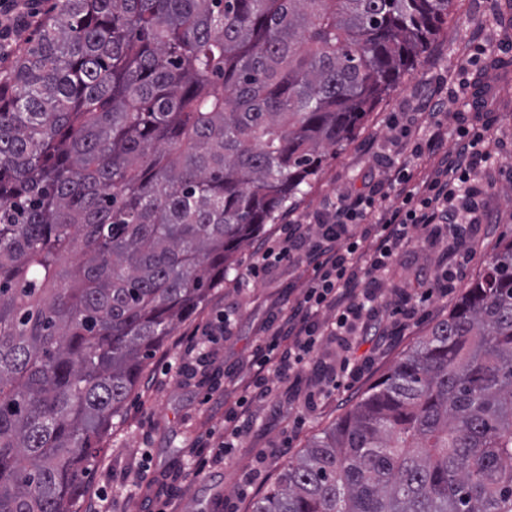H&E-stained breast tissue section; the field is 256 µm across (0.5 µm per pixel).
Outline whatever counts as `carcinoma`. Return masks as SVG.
<instances>
[{
	"mask_svg": "<svg viewBox=\"0 0 512 512\" xmlns=\"http://www.w3.org/2000/svg\"><path fill=\"white\" fill-rule=\"evenodd\" d=\"M451 9L55 0L0 81V512H78L147 361ZM251 512H512V238Z\"/></svg>",
	"mask_w": 512,
	"mask_h": 512,
	"instance_id": "carcinoma-1",
	"label": "carcinoma"
}]
</instances>
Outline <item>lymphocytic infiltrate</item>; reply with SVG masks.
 Returning <instances> with one entry per match:
<instances>
[{"instance_id":"obj_1","label":"lymphocytic infiltrate","mask_w":512,"mask_h":512,"mask_svg":"<svg viewBox=\"0 0 512 512\" xmlns=\"http://www.w3.org/2000/svg\"><path fill=\"white\" fill-rule=\"evenodd\" d=\"M487 132V125L474 124L465 113H457L455 158L439 166L421 190L413 186L414 174L408 166L396 168L394 181L401 202L376 227L365 224L379 193L373 185L318 213L311 230H303L297 223L285 224L278 238L256 249L251 277L265 276L281 262L302 259L312 262L313 276L289 316L260 348L257 372L247 393L229 409L226 420L230 427L222 433L216 454L227 453L236 440L250 432L249 408L273 397V377L296 376L320 363L323 336L335 340L342 356L336 365L324 368L321 380L307 394L308 404L329 398L358 377L360 368L350 353L352 344L357 337L375 335L380 286L377 275L403 249L424 248L445 240L460 246L454 267L444 271L435 289L425 290L423 298L453 289L459 269L471 259L466 244L478 232L477 225L466 220L470 209L463 199L475 192L469 184L470 166L485 157ZM423 298L402 294L398 327H406L414 318Z\"/></svg>"}]
</instances>
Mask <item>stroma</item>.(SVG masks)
<instances>
[{
  "label": "stroma",
  "instance_id": "obj_1",
  "mask_svg": "<svg viewBox=\"0 0 512 512\" xmlns=\"http://www.w3.org/2000/svg\"><path fill=\"white\" fill-rule=\"evenodd\" d=\"M507 2L453 0L447 24L398 88L378 101L350 143L327 158L310 186L259 235L263 241L276 238L290 220L311 224L320 209L362 190L366 178L388 184L399 165H409L417 179H425L453 151L454 138H442L433 154L417 158L406 141L393 139L390 122L395 117L411 119L439 93L448 99L445 126H453L456 112L478 114L492 124L491 158L475 176L492 189L480 203L474 257L460 275L456 292L433 296L404 335L386 339L376 349L357 344L356 357H371V364L348 387L317 405L304 404L317 370H306L298 382L282 383L272 403L254 407L251 431L237 447L194 476L190 469L202 439L207 432L222 430L225 409L254 376V355L267 340L271 317L297 303L312 266L283 262L243 288L228 278L148 362L122 420L113 425L90 464L84 504L104 497L111 501L112 512H227L231 507L250 512L252 503L279 480L288 458L332 425L447 317L460 291L484 268L500 241L512 236V11ZM479 45L484 48L480 54L475 51ZM441 255L436 246L395 258L380 290L383 328H390L401 292L417 290V269H424L431 281L442 273ZM226 311L236 316L231 335L205 338V361L197 372L173 370V363L188 359L183 337L216 323ZM253 471L258 479L247 495H240L242 477Z\"/></svg>",
  "mask_w": 512,
  "mask_h": 512
}]
</instances>
